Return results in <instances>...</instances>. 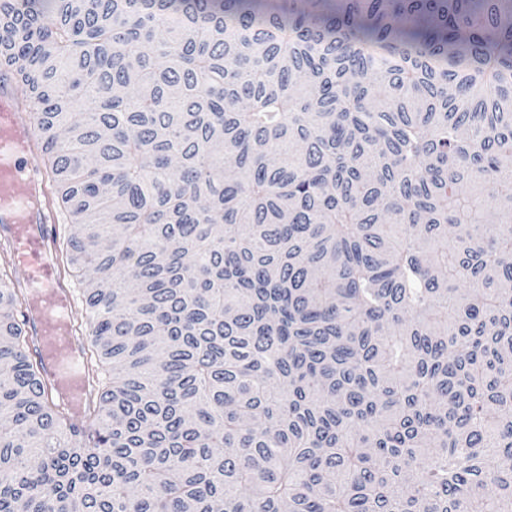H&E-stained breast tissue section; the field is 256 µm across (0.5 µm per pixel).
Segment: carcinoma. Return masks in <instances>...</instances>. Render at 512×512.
Returning a JSON list of instances; mask_svg holds the SVG:
<instances>
[{"mask_svg":"<svg viewBox=\"0 0 512 512\" xmlns=\"http://www.w3.org/2000/svg\"><path fill=\"white\" fill-rule=\"evenodd\" d=\"M97 396L0 241V512H512V0H0Z\"/></svg>","mask_w":512,"mask_h":512,"instance_id":"1","label":"carcinoma"}]
</instances>
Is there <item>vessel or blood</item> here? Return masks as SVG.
<instances>
[{
  "instance_id": "vessel-or-blood-1",
  "label": "vessel or blood",
  "mask_w": 512,
  "mask_h": 512,
  "mask_svg": "<svg viewBox=\"0 0 512 512\" xmlns=\"http://www.w3.org/2000/svg\"><path fill=\"white\" fill-rule=\"evenodd\" d=\"M35 123L13 77L0 71V238L12 248L20 283L33 299L25 313L32 347L44 376L84 398L95 387L84 373L85 337L70 330L77 306L73 284L59 270L57 246L63 219L51 203Z\"/></svg>"
}]
</instances>
